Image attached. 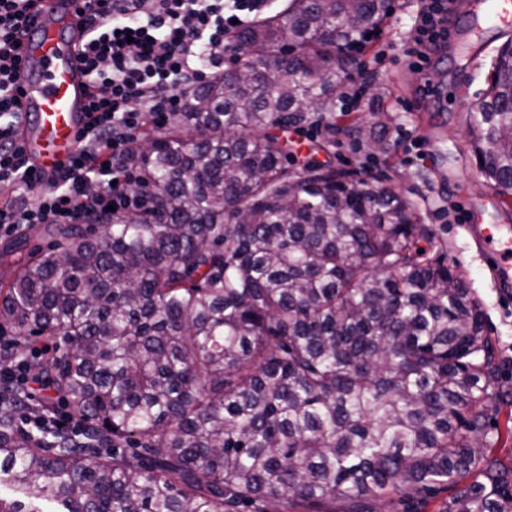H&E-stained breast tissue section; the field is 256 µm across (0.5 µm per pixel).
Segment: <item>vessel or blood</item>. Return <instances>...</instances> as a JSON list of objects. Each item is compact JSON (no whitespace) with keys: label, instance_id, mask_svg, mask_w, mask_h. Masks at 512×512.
I'll return each mask as SVG.
<instances>
[{"label":"vessel or blood","instance_id":"obj_1","mask_svg":"<svg viewBox=\"0 0 512 512\" xmlns=\"http://www.w3.org/2000/svg\"><path fill=\"white\" fill-rule=\"evenodd\" d=\"M84 0H36L20 49L18 86L23 123L18 143L42 180L70 164L86 122L90 79L80 59ZM474 223L486 267L503 286L512 285V226Z\"/></svg>","mask_w":512,"mask_h":512}]
</instances>
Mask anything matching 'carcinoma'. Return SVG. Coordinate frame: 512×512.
Wrapping results in <instances>:
<instances>
[{
    "label": "carcinoma",
    "instance_id": "carcinoma-1",
    "mask_svg": "<svg viewBox=\"0 0 512 512\" xmlns=\"http://www.w3.org/2000/svg\"><path fill=\"white\" fill-rule=\"evenodd\" d=\"M390 0H288L236 34L252 78L217 75L126 162L150 208L50 224L0 296V476L58 512H512L490 408L509 401L480 301L378 181L269 134L336 111L348 51ZM291 30L293 55L281 30ZM478 170L512 186V44L468 110ZM63 400L83 427L52 424ZM24 406L40 421L17 424Z\"/></svg>",
    "mask_w": 512,
    "mask_h": 512
}]
</instances>
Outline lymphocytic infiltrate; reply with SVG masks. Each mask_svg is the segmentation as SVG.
<instances>
[{
	"mask_svg": "<svg viewBox=\"0 0 512 512\" xmlns=\"http://www.w3.org/2000/svg\"><path fill=\"white\" fill-rule=\"evenodd\" d=\"M34 0H0V181L20 193L39 190L36 204L0 206V236L31 224H80L88 213L137 206L141 195L115 184L111 164L125 155L145 115L162 124L182 108L185 95L207 71L219 68L225 38L246 24L264 0H88L82 23V61L90 77L87 123L72 162L51 188L40 178L14 136L21 119L14 95L16 56ZM448 0H422L404 52L422 72L448 39ZM99 189L87 190L90 177Z\"/></svg>",
	"mask_w": 512,
	"mask_h": 512,
	"instance_id": "lymphocytic-infiltrate-1",
	"label": "lymphocytic infiltrate"
}]
</instances>
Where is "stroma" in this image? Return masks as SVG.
<instances>
[{
    "instance_id": "1",
    "label": "stroma",
    "mask_w": 512,
    "mask_h": 512,
    "mask_svg": "<svg viewBox=\"0 0 512 512\" xmlns=\"http://www.w3.org/2000/svg\"><path fill=\"white\" fill-rule=\"evenodd\" d=\"M419 7V0H391L377 35L355 53L348 85L363 89L362 101L329 116L311 113L307 126L316 129V136L301 137L291 128L275 135L286 152L299 144L318 146V159L329 166L358 180L380 178L410 200L435 232L432 259L457 269L479 299L496 343L501 382L511 388L512 291L495 286L469 228L456 216L467 205L487 209L491 222L512 225V195L499 193L478 172L467 118L469 105L488 89L494 59L512 42V27L487 28L481 36L465 37L461 50L435 53L434 66L424 76L409 68L400 50ZM428 79L454 94L455 104L425 100L419 111L408 110L407 100ZM404 126L428 141L422 156L412 161L396 138ZM50 242L41 224L0 237V290L31 251L46 249Z\"/></svg>"
}]
</instances>
